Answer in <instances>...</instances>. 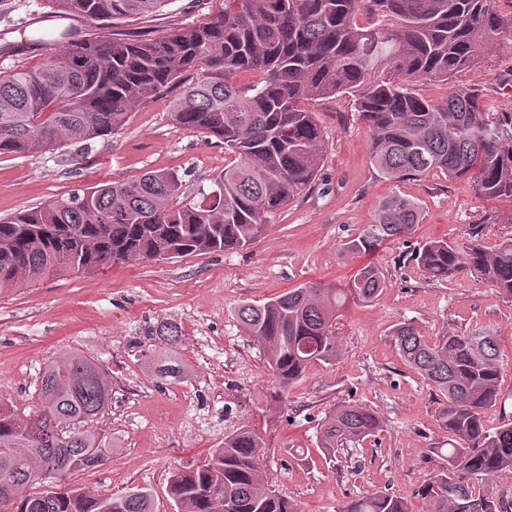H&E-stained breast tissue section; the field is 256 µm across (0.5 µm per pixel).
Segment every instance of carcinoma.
<instances>
[{
	"label": "carcinoma",
	"instance_id": "cac0c4a2",
	"mask_svg": "<svg viewBox=\"0 0 512 512\" xmlns=\"http://www.w3.org/2000/svg\"><path fill=\"white\" fill-rule=\"evenodd\" d=\"M46 2L61 19L111 21L169 0ZM508 24L496 0H224V10L204 24L154 39L55 31L61 50L40 66L0 71V155L86 148L121 130L135 106L178 85L174 122L222 140L234 159L214 178V200L183 204L177 173L149 171L0 219V293L130 260L252 244L268 216L321 170L322 132L302 101L343 92L357 94L358 116L371 132V161L386 175L403 180L438 169L450 179L472 178L485 199L512 198V118L489 119L475 90L451 88L440 104L411 89L478 64ZM239 72L260 80L242 90L230 82ZM419 217L416 202L391 196L348 248L374 251L388 238L410 235ZM415 260L432 279L474 273L512 300V240L492 252L476 242L460 248L430 240ZM385 286L382 269L367 264L345 288H293L240 306L237 317L288 385L310 363L336 357L334 321L347 301L370 303ZM394 336L406 363L444 402L446 465L418 490L430 512H512V498L483 488L512 472V422L493 432L485 424L501 395L495 337L476 330L430 343L409 323ZM38 395L36 417L25 420L0 398V481L8 480L0 485V512H152V494L141 488L94 497L53 483L112 455V438L89 426L111 402L103 368L75 352L53 360ZM378 428L374 411L339 404L324 419L320 447L334 451ZM263 448L261 435L245 426L203 463L175 472L168 492L179 512H298L267 487ZM341 512L409 510L401 498L373 492Z\"/></svg>",
	"mask_w": 512,
	"mask_h": 512
}]
</instances>
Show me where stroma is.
I'll return each mask as SVG.
<instances>
[{
	"instance_id": "stroma-1",
	"label": "stroma",
	"mask_w": 512,
	"mask_h": 512,
	"mask_svg": "<svg viewBox=\"0 0 512 512\" xmlns=\"http://www.w3.org/2000/svg\"><path fill=\"white\" fill-rule=\"evenodd\" d=\"M223 7L224 0H171L155 15L116 21L114 30L157 38ZM48 11L45 0H0L1 71L41 64L58 26ZM452 86L479 91L491 118H512V29L451 82L420 81L412 89L442 103ZM178 93L174 87L137 105L123 130L79 153L0 155V218L148 171H178L190 199L211 191L230 156L222 141L174 122L169 103ZM308 107L323 133V165L305 191L269 216L254 244L116 264L0 293V397L13 401L18 416L38 410L43 367L67 353L97 360L112 381V400L94 421L111 436L112 454L95 469L69 475L68 484L112 497L144 488L154 512H177L168 494L173 471L203 462L226 435L248 425L264 438L270 488L300 512H340L347 501L376 491L404 499L411 512H428L418 489L443 465L448 434L440 395L399 353L393 331L402 323L430 341L478 328L495 336L503 407L488 415L486 426L512 421V301L469 273L429 280L413 257L430 239L465 244L474 238L494 250L512 238V200L480 198L470 179L437 170L389 180L370 160L369 132L353 95ZM393 195L419 205L413 234L370 253L349 251L348 242ZM369 263L383 270L386 286L373 303L341 311L335 360L314 362L298 381L281 386L263 347L238 321V307L306 284L346 282ZM170 323L180 331L171 344L158 336ZM167 360L179 364L178 377L157 376ZM340 403L373 410L381 427L328 456L320 431Z\"/></svg>"
}]
</instances>
